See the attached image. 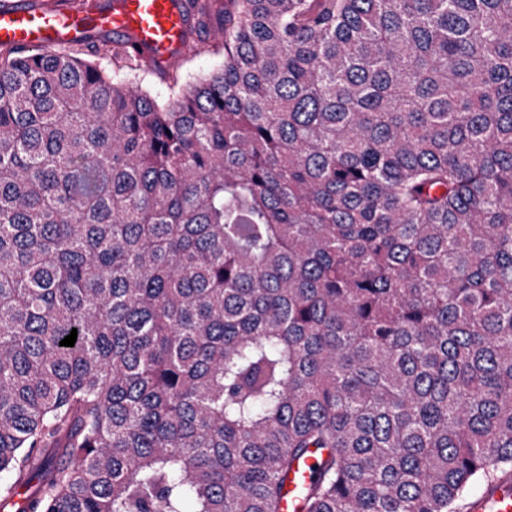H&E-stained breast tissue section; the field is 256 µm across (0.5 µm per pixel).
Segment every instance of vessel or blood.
<instances>
[{
    "label": "vessel or blood",
    "instance_id": "vessel-or-blood-1",
    "mask_svg": "<svg viewBox=\"0 0 512 512\" xmlns=\"http://www.w3.org/2000/svg\"><path fill=\"white\" fill-rule=\"evenodd\" d=\"M188 25L178 0H115L112 8L85 11L43 0H0V43L45 50L105 32L127 41L136 58L155 68L175 61ZM468 512H512V479L488 485L470 500Z\"/></svg>",
    "mask_w": 512,
    "mask_h": 512
}]
</instances>
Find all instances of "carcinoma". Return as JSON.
Returning <instances> with one entry per match:
<instances>
[{"label":"carcinoma","mask_w":512,"mask_h":512,"mask_svg":"<svg viewBox=\"0 0 512 512\" xmlns=\"http://www.w3.org/2000/svg\"><path fill=\"white\" fill-rule=\"evenodd\" d=\"M213 34L165 104L0 43V500L282 512L313 457L304 512H458L512 473V0Z\"/></svg>","instance_id":"carcinoma-1"}]
</instances>
